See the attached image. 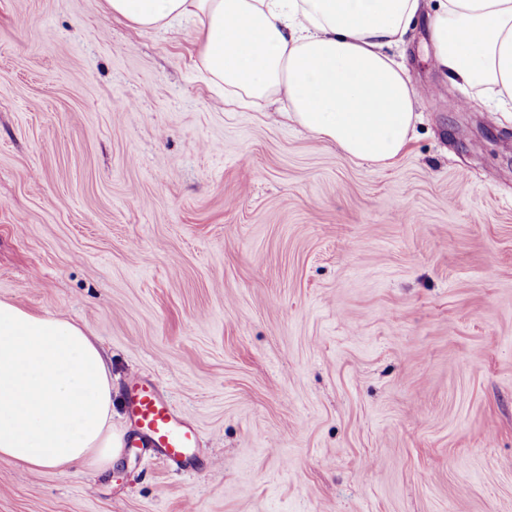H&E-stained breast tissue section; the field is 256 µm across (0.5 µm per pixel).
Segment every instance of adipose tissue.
I'll return each instance as SVG.
<instances>
[{
  "label": "adipose tissue",
  "instance_id": "adipose-tissue-1",
  "mask_svg": "<svg viewBox=\"0 0 512 512\" xmlns=\"http://www.w3.org/2000/svg\"><path fill=\"white\" fill-rule=\"evenodd\" d=\"M143 28L195 24L226 101L285 98L291 117L350 158L391 165L414 129L415 90L392 50L422 0H107ZM431 62L471 98L512 102V0H434ZM107 359L77 323L0 300V458L31 471L112 462Z\"/></svg>",
  "mask_w": 512,
  "mask_h": 512
}]
</instances>
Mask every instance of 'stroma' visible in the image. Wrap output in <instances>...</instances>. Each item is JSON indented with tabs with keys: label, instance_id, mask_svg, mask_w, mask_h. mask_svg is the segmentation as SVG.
I'll return each instance as SVG.
<instances>
[{
	"label": "stroma",
	"instance_id": "1",
	"mask_svg": "<svg viewBox=\"0 0 512 512\" xmlns=\"http://www.w3.org/2000/svg\"><path fill=\"white\" fill-rule=\"evenodd\" d=\"M193 24L0 0V299L70 319L198 432L187 474L123 449L0 512H512V116L400 48L404 153L350 159L227 104Z\"/></svg>",
	"mask_w": 512,
	"mask_h": 512
}]
</instances>
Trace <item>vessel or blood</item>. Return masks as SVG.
I'll return each instance as SVG.
<instances>
[{"mask_svg":"<svg viewBox=\"0 0 512 512\" xmlns=\"http://www.w3.org/2000/svg\"><path fill=\"white\" fill-rule=\"evenodd\" d=\"M126 389V411L136 427L128 447L144 449L164 463L184 464L198 443L195 429L177 414L149 379L130 374Z\"/></svg>","mask_w":512,"mask_h":512,"instance_id":"obj_1","label":"vessel or blood"}]
</instances>
